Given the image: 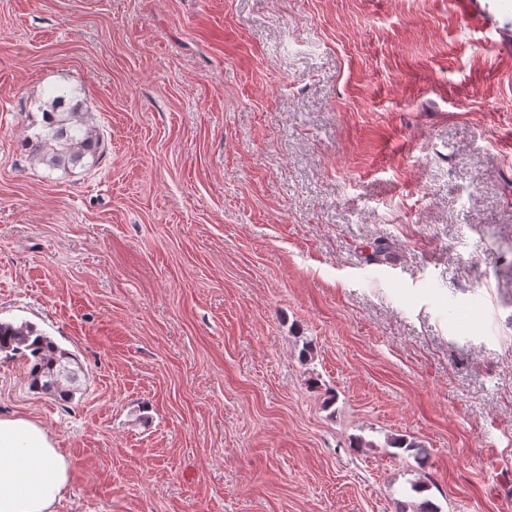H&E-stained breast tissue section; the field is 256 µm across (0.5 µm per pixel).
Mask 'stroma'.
<instances>
[{"instance_id": "obj_1", "label": "stroma", "mask_w": 512, "mask_h": 512, "mask_svg": "<svg viewBox=\"0 0 512 512\" xmlns=\"http://www.w3.org/2000/svg\"><path fill=\"white\" fill-rule=\"evenodd\" d=\"M469 14L0 0V320L82 368L58 403L1 353L0 414L55 512H512V0ZM73 87L108 149L52 170ZM75 93H53L39 101L41 123L28 125L23 132L24 146L52 169L76 165L87 156L101 157L106 149L105 141L85 120ZM69 488L68 463L47 432L0 417V512H55Z\"/></svg>"}]
</instances>
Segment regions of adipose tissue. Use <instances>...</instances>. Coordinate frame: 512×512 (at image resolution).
<instances>
[{
    "label": "adipose tissue",
    "instance_id": "adipose-tissue-1",
    "mask_svg": "<svg viewBox=\"0 0 512 512\" xmlns=\"http://www.w3.org/2000/svg\"><path fill=\"white\" fill-rule=\"evenodd\" d=\"M69 488L68 463L47 432L0 417V512H55Z\"/></svg>",
    "mask_w": 512,
    "mask_h": 512
}]
</instances>
